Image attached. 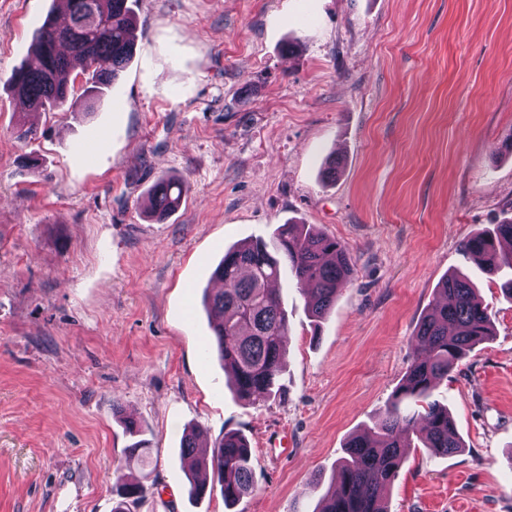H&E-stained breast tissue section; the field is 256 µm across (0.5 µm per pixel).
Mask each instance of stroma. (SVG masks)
Segmentation results:
<instances>
[{
  "label": "stroma",
  "mask_w": 512,
  "mask_h": 512,
  "mask_svg": "<svg viewBox=\"0 0 512 512\" xmlns=\"http://www.w3.org/2000/svg\"><path fill=\"white\" fill-rule=\"evenodd\" d=\"M133 9L135 54L100 103L27 114L6 81L62 6L0 0V512H112L122 478L149 488L130 512H313L456 269L494 327L432 394L465 448L408 449L386 506L512 512V300L460 253L512 216V0ZM162 176L186 192L158 222L143 202ZM287 223L348 245L353 276L318 327L281 278L286 366L249 406L204 351L203 295L225 249ZM195 425L248 440L254 487L234 507L188 493Z\"/></svg>",
  "instance_id": "1"
}]
</instances>
